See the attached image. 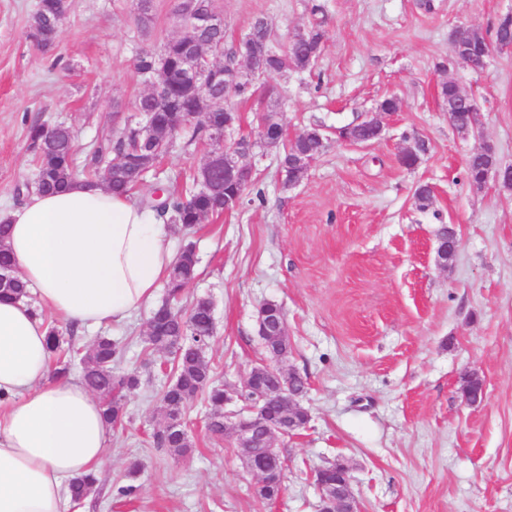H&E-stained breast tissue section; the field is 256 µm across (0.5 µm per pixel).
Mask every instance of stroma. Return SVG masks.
Returning <instances> with one entry per match:
<instances>
[{"mask_svg":"<svg viewBox=\"0 0 512 512\" xmlns=\"http://www.w3.org/2000/svg\"><path fill=\"white\" fill-rule=\"evenodd\" d=\"M54 47L36 48L29 17L38 0H0V209L17 207L15 189L31 179L26 126L72 125L79 154L125 127L146 85L135 58L176 34L175 0H154L140 32L130 0H69ZM227 41L254 17L278 39L325 22L324 50L312 70L274 78L267 90L287 114L288 131L323 126L328 141L304 183L282 186L278 150L251 160L253 179L239 206L193 230L174 226L172 253L193 244L197 276L184 305L211 299L215 328L206 348L217 383L240 391L267 353L256 310L282 306L290 350L285 369L308 384L299 402L309 421L275 440L287 458L283 492L255 493L231 438L206 429L210 406L186 409L193 451L154 444L163 422L161 391L171 374L144 334L148 307L110 327L123 347L120 370L140 374L122 428L113 430L99 471L102 493L77 512H319L314 472L349 465L361 512H512V188L474 187L465 163L481 141L512 166V51L473 72L452 57L451 35L466 26L493 36L512 0H220ZM482 107L474 137L448 120L444 77ZM401 101L382 138L339 142L338 127L358 121L389 96ZM422 139L415 166L403 148ZM433 188L426 208L414 191ZM460 248L447 268L434 249L440 225ZM485 382L484 402L462 398L467 374ZM140 465L136 479L128 471ZM135 485L134 495L118 490Z\"/></svg>","mask_w":512,"mask_h":512,"instance_id":"1","label":"stroma"}]
</instances>
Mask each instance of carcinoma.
I'll use <instances>...</instances> for the list:
<instances>
[{"label": "carcinoma", "instance_id": "cac0c4a2", "mask_svg": "<svg viewBox=\"0 0 512 512\" xmlns=\"http://www.w3.org/2000/svg\"><path fill=\"white\" fill-rule=\"evenodd\" d=\"M69 10L68 0H39L37 9L31 16L29 28L36 46L50 50L56 39L59 26ZM183 38H172L163 43L162 54L152 51L139 54L135 59V68L142 78L147 79L152 71L161 65L168 66L165 87L148 96L141 97L144 111L153 113L161 126H168L175 116L174 108L181 105L186 111H192V104L182 100V73L187 67L188 43L205 45L212 54L220 57L227 69L239 65L241 55L248 50L246 45L236 48L226 45L223 31H198L192 28L190 7L176 3L174 8ZM312 37L309 42L296 45L293 53L268 61L266 71L270 76L298 70L299 64L307 57L317 60L324 47L322 25L310 26ZM247 35L250 43L271 42V24L264 16L255 17L249 24ZM256 88L246 82L238 84L230 103L233 107L247 103L254 98ZM206 99L224 104V79L202 88ZM188 134L183 148L210 140L206 127H183ZM28 149L31 151L40 180L35 184L37 193H57L75 181L98 182L108 178L109 188L121 194H130L143 183L144 178L156 169L159 158L175 146L176 140L159 141L155 144L137 141L134 137L114 132L97 139L92 145L91 157L83 170L75 166V136L73 130L64 124L47 126L32 123L27 129ZM325 144L313 136L301 137L283 147L280 165L285 167L298 152L318 154ZM496 168V159L480 153L471 154L466 162V177L476 180L488 171ZM163 191V204L155 206L152 201L142 207L154 211L157 218L168 224H179L189 230L206 219L224 212V187L206 188L196 174L192 182L182 190L159 183ZM196 260L193 252L183 250L176 258L168 275L167 301L169 306H160L154 311L157 317L155 331L147 332L145 342L157 352L165 354L161 363L170 367L175 381L168 384L161 395L164 422L154 434V442L170 449L176 455L184 457L191 448L184 416L187 404L195 397H205L211 406V414L206 424L209 433L216 437L235 436L233 425L224 422V389L214 384L213 368L210 360L200 348L207 345L211 336L213 321L209 306L203 300H197L190 307L180 305L183 289L187 282L195 278ZM0 276L6 281L0 283V298L24 299L29 297L24 282L17 276L14 259L5 245V225L0 224ZM50 352L62 359L61 367L55 369V376H64L69 372L71 361L79 359L82 383L95 394L103 407L105 417L113 422L121 421L124 414V395L139 386L138 375L128 371H113L114 362L119 355L118 344L107 335L95 337L91 343L79 348L71 340L62 336L56 326L48 331ZM99 492L98 478L87 475L67 482V496L70 502L84 501Z\"/></svg>", "mask_w": 512, "mask_h": 512}]
</instances>
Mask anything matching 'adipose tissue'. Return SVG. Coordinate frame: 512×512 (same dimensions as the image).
Wrapping results in <instances>:
<instances>
[{"instance_id":"1","label":"adipose tissue","mask_w":512,"mask_h":512,"mask_svg":"<svg viewBox=\"0 0 512 512\" xmlns=\"http://www.w3.org/2000/svg\"><path fill=\"white\" fill-rule=\"evenodd\" d=\"M0 221L38 299L0 301V512H64L67 480L98 472L112 426L81 381L51 378L36 310L79 327L121 323L152 299L175 258L166 224L97 184L33 195Z\"/></svg>"}]
</instances>
